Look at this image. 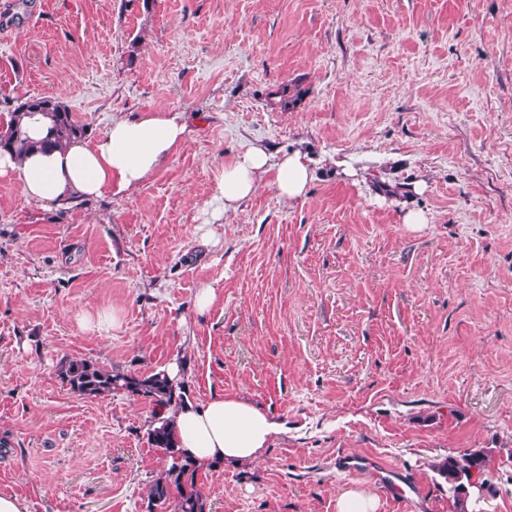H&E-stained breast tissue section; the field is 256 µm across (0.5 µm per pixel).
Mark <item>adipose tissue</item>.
Masks as SVG:
<instances>
[{
    "label": "adipose tissue",
    "mask_w": 512,
    "mask_h": 512,
    "mask_svg": "<svg viewBox=\"0 0 512 512\" xmlns=\"http://www.w3.org/2000/svg\"><path fill=\"white\" fill-rule=\"evenodd\" d=\"M190 133L184 113L160 107L113 119L88 144L76 142L23 159L0 151V178L17 182L27 203L43 207L123 197L175 155ZM268 173L279 196L288 201L304 198L312 180L305 154L292 151L276 157L262 147L245 146L215 174L212 220L235 212ZM169 416L178 448L201 467L256 461L284 430L283 423L249 400L221 394L202 404L185 401Z\"/></svg>",
    "instance_id": "obj_1"
}]
</instances>
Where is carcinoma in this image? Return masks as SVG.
<instances>
[{
    "label": "carcinoma",
    "instance_id": "carcinoma-1",
    "mask_svg": "<svg viewBox=\"0 0 512 512\" xmlns=\"http://www.w3.org/2000/svg\"><path fill=\"white\" fill-rule=\"evenodd\" d=\"M272 96L275 104L283 109L295 106L301 98V90L287 84L276 89ZM3 105L10 119L0 134V149L8 150L18 157L35 151H52L66 147L85 134V128L73 118L72 112L61 101L51 97H27L5 99ZM40 117L47 122V133L41 139L32 138L24 124V118ZM63 381L74 392L87 398L104 397L113 392L127 391L141 394L161 408L179 407L183 402L181 386L159 371L143 378L112 373L101 368L90 359L68 361L61 371ZM173 420L153 416V427L149 429L148 441L162 451L167 458V468L156 478L148 495V512L174 504V512H204V501L195 488L194 464L177 448L173 437ZM487 453L483 449L473 450L457 458L450 456L433 465L438 475L448 483V494L452 497L454 512H468L470 488L474 472L486 467Z\"/></svg>",
    "mask_w": 512,
    "mask_h": 512
}]
</instances>
